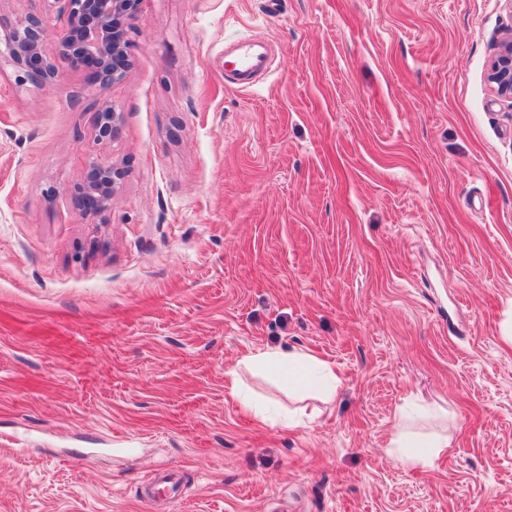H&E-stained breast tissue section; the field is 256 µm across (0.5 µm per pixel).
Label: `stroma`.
<instances>
[{
    "label": "stroma",
    "instance_id": "1",
    "mask_svg": "<svg viewBox=\"0 0 512 512\" xmlns=\"http://www.w3.org/2000/svg\"><path fill=\"white\" fill-rule=\"evenodd\" d=\"M130 65L0 62V512H512L505 0H140ZM272 68L224 78V44ZM123 119L112 144L96 112ZM124 178L103 224L66 194ZM268 345L331 362L316 422L226 387ZM447 431L409 467L399 415ZM175 498L144 502L160 471ZM487 82L492 93L512 100V33L501 43L487 69ZM231 377V390L242 406L248 408L255 418L262 422L280 423L285 426L304 425L316 420L321 415L319 408H312L310 412L300 411L283 412L278 404L272 401H256L245 389V386L236 371L229 373ZM449 445L447 432L416 437L406 427H403L392 438L390 452L404 465L416 466L431 463L434 459L446 453ZM413 448H427V450L423 453Z\"/></svg>",
    "mask_w": 512,
    "mask_h": 512
}]
</instances>
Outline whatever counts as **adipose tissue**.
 <instances>
[{
  "instance_id": "ef3b65f1",
  "label": "adipose tissue",
  "mask_w": 512,
  "mask_h": 512,
  "mask_svg": "<svg viewBox=\"0 0 512 512\" xmlns=\"http://www.w3.org/2000/svg\"><path fill=\"white\" fill-rule=\"evenodd\" d=\"M240 365V370L269 371L287 376L289 385L316 396L321 404L330 403L336 393L338 379L333 366L304 350L286 351L268 346L245 355ZM239 372L230 374L231 390L241 405L248 408L258 420L289 427L313 422L320 416L319 407L285 412L275 402L256 401L246 390ZM449 445L447 433L418 437L404 428L392 438L390 451L404 465L416 466L431 463L446 453Z\"/></svg>"
}]
</instances>
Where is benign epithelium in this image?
<instances>
[{
	"label": "benign epithelium",
	"mask_w": 512,
	"mask_h": 512,
	"mask_svg": "<svg viewBox=\"0 0 512 512\" xmlns=\"http://www.w3.org/2000/svg\"><path fill=\"white\" fill-rule=\"evenodd\" d=\"M57 26L49 15H26L13 19L0 14V58L16 70L24 85L52 86L59 65L66 64L89 74L103 86L121 79L129 62L130 40L121 21L130 19L140 0H54ZM492 93L512 100V35L501 43L487 69ZM121 113L106 106L96 113L97 141L110 144L120 135ZM123 172L92 159L86 173L70 190L72 202L83 217L106 223Z\"/></svg>",
	"instance_id": "7a95c632"
}]
</instances>
